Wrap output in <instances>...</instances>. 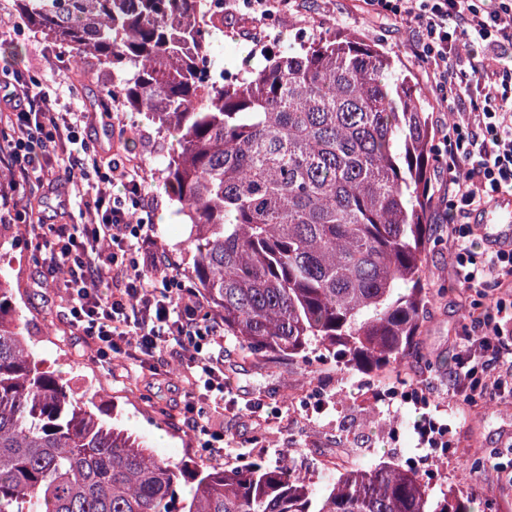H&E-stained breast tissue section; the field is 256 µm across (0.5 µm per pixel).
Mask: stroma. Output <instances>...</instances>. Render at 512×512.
<instances>
[{
    "label": "stroma",
    "instance_id": "obj_1",
    "mask_svg": "<svg viewBox=\"0 0 512 512\" xmlns=\"http://www.w3.org/2000/svg\"><path fill=\"white\" fill-rule=\"evenodd\" d=\"M297 9L275 11L270 20L239 11L235 25L212 36L211 58L215 70L245 74L248 67L265 64L267 54L288 44H298L324 33L356 34L386 51L399 54V65L412 75L426 95L436 139L441 148L452 112L459 102L440 101L433 79L415 56L414 38L394 18L377 15L365 0H297ZM265 37L254 41V29ZM66 58L58 57L48 43L32 45L22 35L0 43V70L29 68L48 84L81 91L80 105L89 118L81 130L85 139L101 143L117 157L137 160L148 192L157 194L161 206L151 217L153 235L160 251L184 262L188 230L176 213L163 180L157 176L166 146L144 116L121 111L115 130H107L97 102L111 78L87 61L80 75L68 74ZM26 200L34 215L45 224L85 221L67 192L50 193L31 185ZM429 220L435 231L425 249L426 287L447 288L443 297L428 304L419 336V349L398 368L378 372L341 371L331 359L310 351L306 357L245 359L233 338H226L224 374L232 401L223 413L209 417L211 428L224 431L238 448L239 456L226 458L230 467L242 461L262 459L268 466L290 464L322 487L330 472L323 465L328 455H345L354 464L374 466L425 456L415 423L428 414L450 426L451 450L433 469V492L453 484L465 485L474 512H512V482L504 480L491 465L494 456L512 455V397L469 405L455 398L448 371L472 316L487 303L489 289L512 293V285L488 281L483 288L460 283L454 251L448 243V185H434ZM12 260L7 268L17 292V310L36 342L39 358L66 373L77 393L91 392L102 415H116L120 424L143 438L159 457L206 461L201 439L183 425L179 411L184 404L185 363L170 357L159 373L113 362L99 364L84 337L75 335L61 320L58 304L65 293L62 278L43 281L41 255L16 230L9 245ZM408 383L422 392L419 402L389 404L384 392Z\"/></svg>",
    "mask_w": 512,
    "mask_h": 512
}]
</instances>
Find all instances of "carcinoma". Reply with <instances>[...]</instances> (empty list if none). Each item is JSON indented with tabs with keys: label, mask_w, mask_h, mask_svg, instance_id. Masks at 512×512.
Returning <instances> with one entry per match:
<instances>
[{
	"label": "carcinoma",
	"mask_w": 512,
	"mask_h": 512,
	"mask_svg": "<svg viewBox=\"0 0 512 512\" xmlns=\"http://www.w3.org/2000/svg\"><path fill=\"white\" fill-rule=\"evenodd\" d=\"M14 0L45 40L120 81L167 141L159 172L190 225L191 275L251 356L311 348L347 371L402 365L422 284L434 137L398 56L353 36L211 71L218 0ZM0 268V512H472L400 463L315 488L290 466L210 467L148 452L44 366Z\"/></svg>",
	"instance_id": "cac0c4a2"
}]
</instances>
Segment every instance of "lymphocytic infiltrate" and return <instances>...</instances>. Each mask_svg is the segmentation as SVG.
Returning a JSON list of instances; mask_svg holds the SVG:
<instances>
[{
  "instance_id": "lymphocytic-infiltrate-1",
  "label": "lymphocytic infiltrate",
  "mask_w": 512,
  "mask_h": 512,
  "mask_svg": "<svg viewBox=\"0 0 512 512\" xmlns=\"http://www.w3.org/2000/svg\"><path fill=\"white\" fill-rule=\"evenodd\" d=\"M376 14H390L414 29L421 61L434 79L440 100L468 101L454 113L451 132L439 153L436 178L466 206L512 191V68H496L512 47V0H369ZM470 47L461 56L458 39ZM467 59L475 85L459 82L456 63ZM86 112L60 106L37 72L0 73V157L10 180L0 188V223L20 224L43 253L48 273L63 272L66 295L63 322L88 337L98 361L134 362L159 370L166 351L187 360L189 396L181 416L201 436L210 459L231 456L223 432L209 427L207 410L224 403V321L202 315L203 303L177 262L162 255L150 233L148 217L160 199L146 191L137 163L102 162L103 148L80 136ZM58 168L86 212L88 224L43 227L31 219L20 191L31 180ZM463 174L452 177L454 169ZM468 225L450 222L448 236L465 287H485L487 279H512V247L483 259L465 240ZM512 329V300L496 298L466 333L449 380L464 402L504 395L512 390V359L503 336Z\"/></svg>"
}]
</instances>
